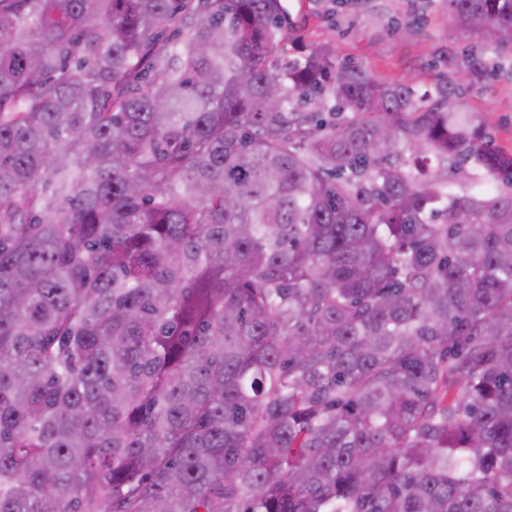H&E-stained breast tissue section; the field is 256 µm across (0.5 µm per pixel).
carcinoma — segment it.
Instances as JSON below:
<instances>
[{"label": "carcinoma", "instance_id": "cac0c4a2", "mask_svg": "<svg viewBox=\"0 0 512 512\" xmlns=\"http://www.w3.org/2000/svg\"><path fill=\"white\" fill-rule=\"evenodd\" d=\"M438 7L417 99L283 0H0V512H512V0ZM465 112L485 118L491 144L499 151L512 153V77L499 75L464 90ZM476 179H482V172L472 164L465 165L462 168H450L448 163V181L457 190L473 187L477 181Z\"/></svg>", "mask_w": 512, "mask_h": 512}]
</instances>
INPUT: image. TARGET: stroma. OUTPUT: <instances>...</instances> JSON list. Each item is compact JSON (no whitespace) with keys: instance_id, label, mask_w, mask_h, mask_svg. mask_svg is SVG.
<instances>
[{"instance_id":"1","label":"stroma","mask_w":512,"mask_h":512,"mask_svg":"<svg viewBox=\"0 0 512 512\" xmlns=\"http://www.w3.org/2000/svg\"><path fill=\"white\" fill-rule=\"evenodd\" d=\"M293 26L288 56L297 58L332 43L336 59L365 68L374 77L410 86L416 94L433 90L450 72L449 19L426 0H360L358 6L328 15L325 0H285ZM400 29L391 31L390 19ZM464 109L486 119L494 148L512 153V77H491L466 88Z\"/></svg>"}]
</instances>
